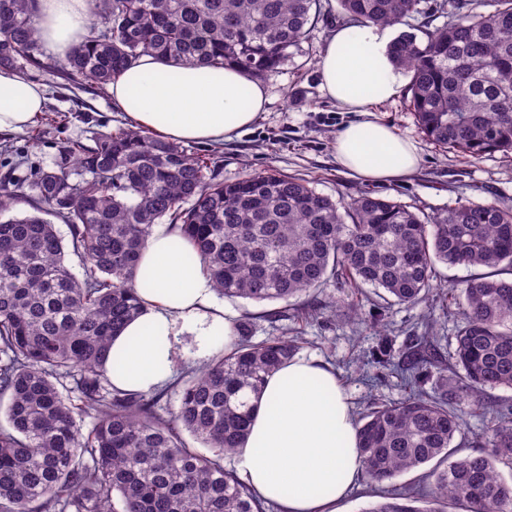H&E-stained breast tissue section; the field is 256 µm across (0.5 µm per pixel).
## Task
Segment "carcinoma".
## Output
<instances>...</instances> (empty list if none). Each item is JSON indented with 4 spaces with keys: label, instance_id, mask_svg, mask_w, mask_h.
<instances>
[{
    "label": "carcinoma",
    "instance_id": "obj_1",
    "mask_svg": "<svg viewBox=\"0 0 512 512\" xmlns=\"http://www.w3.org/2000/svg\"><path fill=\"white\" fill-rule=\"evenodd\" d=\"M338 3L355 24L405 26L391 54L429 141L469 162L512 154V0H436L433 15L445 22L434 27L412 23L422 0ZM315 8L317 0H92L90 34L60 75L100 89L152 54L262 78L299 47ZM43 57L35 0H0V66L39 70ZM25 188L37 213L0 220V512H266L224 456L242 446L251 399L297 355L296 339L255 342L251 324L238 322L230 349L171 383L177 406L164 415L156 406L168 390L148 398L106 376L111 338L141 311L134 268L163 220L230 299L287 303L332 278L355 312L363 285L413 305L436 287L438 262L486 269L440 293L466 320L451 360L435 353L431 323L399 359L385 350L376 359L408 393L359 412L365 480L381 498L365 512H448L461 498L466 512H512V480L498 470L512 472V405L486 402L488 391L512 389V207L456 200L430 220L374 192L334 201L276 171L228 183L214 158L123 126L67 140L54 168L14 184ZM47 215L66 222L82 277ZM463 407L482 421L481 450L457 458ZM186 433L206 451L189 447Z\"/></svg>",
    "mask_w": 512,
    "mask_h": 512
}]
</instances>
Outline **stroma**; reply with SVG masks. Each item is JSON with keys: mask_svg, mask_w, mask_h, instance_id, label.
I'll return each mask as SVG.
<instances>
[{"mask_svg": "<svg viewBox=\"0 0 512 512\" xmlns=\"http://www.w3.org/2000/svg\"><path fill=\"white\" fill-rule=\"evenodd\" d=\"M346 22L336 0H320L299 49L264 78L269 104L259 121L230 141L194 143L191 151L215 155L218 172L227 182L274 169L303 175L317 192L335 200L370 190L431 216L461 197L512 205V157L497 153L468 163L456 152L435 146L419 129L402 93L376 106L373 116L416 142L422 155L418 171L408 179L384 184L349 176L339 168L334 140L352 116L322 92L317 62L330 33ZM56 65L55 57H47L44 69L31 75L47 91L39 123L20 132L0 133V181L7 177L23 181L38 169L52 168L66 139H85L130 124L112 105L107 90L64 89ZM337 295L336 286L329 282L306 296L305 304L318 311L317 318L306 324L287 319L269 322L267 313L282 308L278 302L257 304L238 298L225 300L224 307L238 320L252 319L255 340L271 335L297 337L300 355L317 357L334 367L356 408L372 399L396 402L404 395L396 373H379L371 367L370 359L380 347H387L392 356L401 355L407 336L423 335L422 318L430 314L436 321L437 345L445 353L464 324L454 306L445 312L426 301L384 306L381 291L368 285L360 290L358 314L343 315L330 307Z\"/></svg>", "mask_w": 512, "mask_h": 512, "instance_id": "35a3bbf8", "label": "stroma"}]
</instances>
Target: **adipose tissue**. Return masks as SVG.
I'll return each mask as SVG.
<instances>
[{"label": "adipose tissue", "mask_w": 512, "mask_h": 512, "mask_svg": "<svg viewBox=\"0 0 512 512\" xmlns=\"http://www.w3.org/2000/svg\"><path fill=\"white\" fill-rule=\"evenodd\" d=\"M90 0H38L37 20L48 52L58 58L88 34ZM386 28L348 24L330 36L319 57L321 89L357 121L336 135L340 166L354 177L398 182L419 166L416 144L371 120L374 105L393 100L402 86L391 61ZM114 106L133 125L175 142H219L253 125L267 88L234 66L174 64L140 56L109 86ZM46 103L43 85L0 68V133L35 122ZM140 315L110 344L104 366L113 386L150 393L173 376L178 338L194 334L197 357L212 355L214 339L232 345L236 321L216 299L196 248L166 227L153 230L134 273ZM249 433L236 454L243 481L281 512H338L364 477L356 418L333 369L297 356L270 374Z\"/></svg>", "instance_id": "obj_1"}]
</instances>
